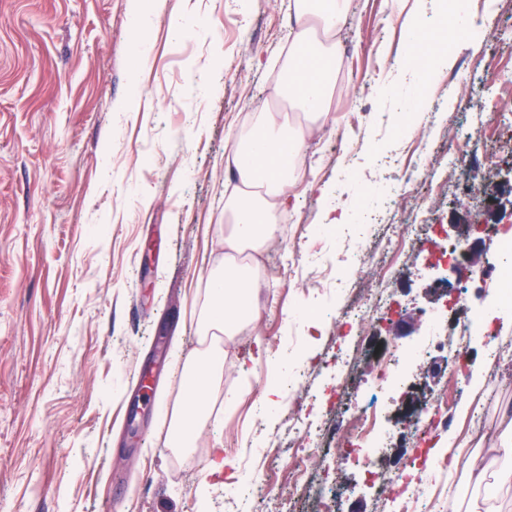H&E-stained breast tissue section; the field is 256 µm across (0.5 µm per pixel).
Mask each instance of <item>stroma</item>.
I'll return each mask as SVG.
<instances>
[{"instance_id":"stroma-1","label":"stroma","mask_w":512,"mask_h":512,"mask_svg":"<svg viewBox=\"0 0 512 512\" xmlns=\"http://www.w3.org/2000/svg\"><path fill=\"white\" fill-rule=\"evenodd\" d=\"M407 8L433 34L432 51L452 59L420 93L430 108L393 123L375 80L379 60L402 53L404 20L388 0H352L336 33L331 113L308 138L303 177L288 189L294 205L260 256L267 268L252 320L225 339L214 409L185 453L173 447L161 408L183 393L176 359L200 347L191 312L224 258L233 135L256 111L286 104L275 87L293 25L289 0H168L144 35L147 64L138 71L127 0H0V512H107L114 502L122 512H224L228 483L208 473L217 445L241 481L267 466L287 485V455L261 451L278 445L289 415H344L355 404L353 393L333 395L322 365L349 331L336 318L350 296L332 284L317 289L311 267L294 263L296 250L318 247L338 277L374 290L378 254L411 240L416 225L440 226L449 239L483 247L453 279L455 293L482 314L497 309L490 233L512 227V209L495 205L512 197V133L497 120L475 128L471 112L490 83L497 98L486 112L512 113V0H498V30L483 29L474 45L449 39L441 0H408ZM185 11L192 27L173 40L168 15ZM127 101L132 109L117 111ZM350 112L363 120L350 122ZM469 147L498 160L479 172L459 169L473 192L430 189L427 173ZM363 197L380 208L382 224L366 232L373 259L355 267L341 241L314 233ZM399 250L389 274L393 310L362 326L369 342L351 363V385L372 384L387 345L428 341L427 314L445 307L434 284L446 268ZM312 306L319 320H294V309ZM275 354L278 371L299 363L308 378L281 388L267 410L273 382L264 372ZM431 363L415 360L404 387L379 392L387 431L377 471L404 466L414 414L443 388L449 433L467 439L478 407L488 427L481 445L492 447L497 409L512 405V360L490 372L475 342L457 388ZM147 370L153 400L144 405L136 385ZM228 390L238 394L230 409L222 404ZM309 465L339 512H398L378 502L374 473L360 465L328 472L317 456Z\"/></svg>"}]
</instances>
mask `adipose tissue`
Instances as JSON below:
<instances>
[{"label": "adipose tissue", "mask_w": 512, "mask_h": 512, "mask_svg": "<svg viewBox=\"0 0 512 512\" xmlns=\"http://www.w3.org/2000/svg\"><path fill=\"white\" fill-rule=\"evenodd\" d=\"M350 0H294L295 25L276 87L280 96L295 101L309 123L324 122L336 90V28L349 9ZM429 35L410 28L404 44L403 66L414 78L402 93L392 97L397 114L411 109L420 84L433 71L447 67L445 54H432ZM307 131L293 126L287 115L257 113L251 127L235 136L226 166L242 185L238 194L224 201V247L228 253H261L276 229L277 215L289 203L287 189L303 174L301 157ZM259 281L250 264L227 263L211 270L209 293L200 311L201 329L215 328L233 335L250 317ZM223 374L216 354L187 361L182 369L184 404L173 414L174 432L196 434L198 424L211 412L212 394ZM438 455L449 456L454 469L464 473L469 484L482 487L496 483L512 488V465H500L501 456L512 455V418H505L497 447L487 453H463L454 440L439 444Z\"/></svg>", "instance_id": "obj_1"}]
</instances>
